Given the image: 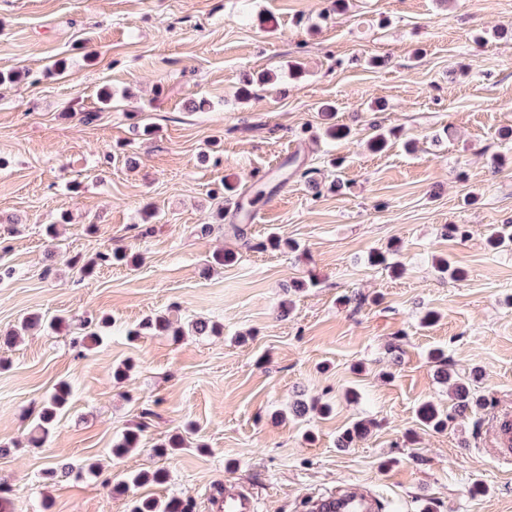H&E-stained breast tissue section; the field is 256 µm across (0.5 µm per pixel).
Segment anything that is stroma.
<instances>
[{"label": "stroma", "instance_id": "1", "mask_svg": "<svg viewBox=\"0 0 512 512\" xmlns=\"http://www.w3.org/2000/svg\"><path fill=\"white\" fill-rule=\"evenodd\" d=\"M328 4L0 0V72L26 73L0 85V332L30 314L113 320L95 344L45 329L0 346V512H130L144 497L218 512L228 487L257 512H308L344 485L384 512H512V460L492 444L512 412V249L485 242L512 225V0ZM264 70L274 80L239 99ZM326 101L351 134L316 143ZM372 122L400 142L371 150ZM225 181L252 199L250 220L217 197ZM273 232L295 250L260 249ZM394 240L400 277L368 262ZM104 248L143 260L89 277L68 264ZM217 251L232 260L205 271ZM439 257L463 278L437 273ZM158 311L224 330L127 338ZM438 347L484 400L441 432L418 418L424 402L450 404ZM63 380L69 404L32 447ZM313 399L333 413L290 416ZM357 421L369 434L338 448ZM136 427L140 448L112 457ZM177 432L183 449L153 453ZM53 462L70 475L49 476ZM157 469L166 483L110 490Z\"/></svg>", "mask_w": 512, "mask_h": 512}]
</instances>
